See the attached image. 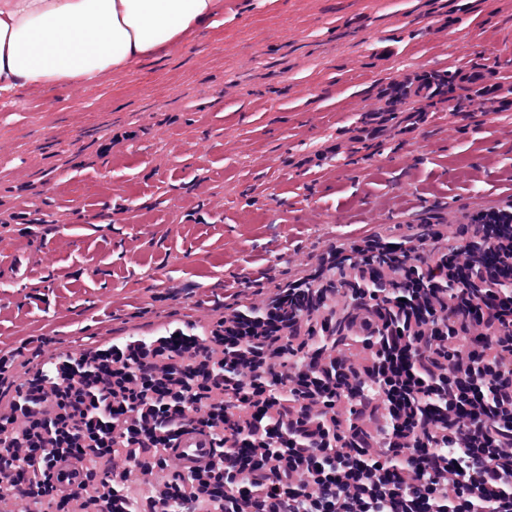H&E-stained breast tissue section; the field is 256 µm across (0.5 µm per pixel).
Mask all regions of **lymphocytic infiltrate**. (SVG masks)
I'll list each match as a JSON object with an SVG mask.
<instances>
[{"label":"lymphocytic infiltrate","mask_w":512,"mask_h":512,"mask_svg":"<svg viewBox=\"0 0 512 512\" xmlns=\"http://www.w3.org/2000/svg\"><path fill=\"white\" fill-rule=\"evenodd\" d=\"M477 69L407 85V130ZM512 202L323 256L353 279L297 278L199 335L0 357V501L75 512H512ZM396 259L385 281L371 258ZM492 254V262L480 253ZM188 430L214 456L165 454ZM88 466L64 474L62 464ZM211 438L196 431L183 434L178 448L167 449L166 454L175 462L180 472L187 474L203 468L212 460Z\"/></svg>","instance_id":"obj_1"}]
</instances>
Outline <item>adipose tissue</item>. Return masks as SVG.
Here are the masks:
<instances>
[{
  "label": "adipose tissue",
  "instance_id": "ef3b65f1",
  "mask_svg": "<svg viewBox=\"0 0 512 512\" xmlns=\"http://www.w3.org/2000/svg\"><path fill=\"white\" fill-rule=\"evenodd\" d=\"M223 0H0V96L80 87L217 23Z\"/></svg>",
  "mask_w": 512,
  "mask_h": 512
}]
</instances>
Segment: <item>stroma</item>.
I'll use <instances>...</instances> for the list:
<instances>
[{
  "mask_svg": "<svg viewBox=\"0 0 512 512\" xmlns=\"http://www.w3.org/2000/svg\"><path fill=\"white\" fill-rule=\"evenodd\" d=\"M475 65L512 79V0H224L170 54L0 98V351L194 333L328 245L512 197V111L343 149L377 85Z\"/></svg>",
  "mask_w": 512,
  "mask_h": 512,
  "instance_id": "obj_1",
  "label": "stroma"
}]
</instances>
